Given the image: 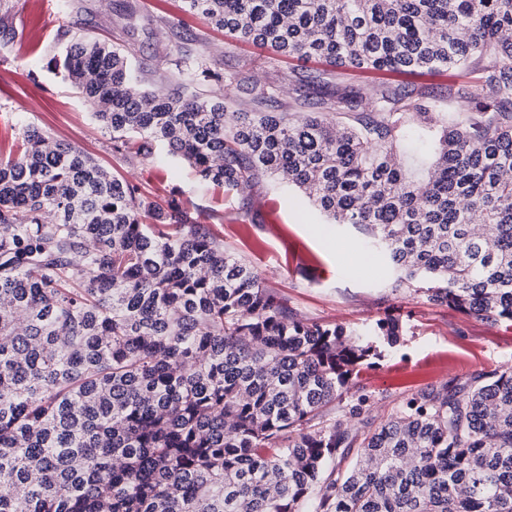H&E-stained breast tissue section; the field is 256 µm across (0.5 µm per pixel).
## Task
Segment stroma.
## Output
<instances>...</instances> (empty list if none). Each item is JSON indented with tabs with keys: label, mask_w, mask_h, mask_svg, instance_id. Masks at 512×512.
Listing matches in <instances>:
<instances>
[{
	"label": "stroma",
	"mask_w": 512,
	"mask_h": 512,
	"mask_svg": "<svg viewBox=\"0 0 512 512\" xmlns=\"http://www.w3.org/2000/svg\"><path fill=\"white\" fill-rule=\"evenodd\" d=\"M59 0H0L12 34L0 36V159L15 149L19 126L34 125L57 139L79 145L109 170L143 191L164 197L181 190L206 210L225 249L251 263L264 285L285 298L298 315L320 324L363 330L391 316L402 326L400 343L354 380L352 396L365 395L374 410L398 405L414 390L452 377L512 366V326L477 320L465 313L390 288L383 256L364 245L361 234L328 223L301 192L266 180L262 199L248 219H240V196L200 184L173 157L150 166H132L113 155L110 135L79 98L63 72L48 68L63 43L57 31L72 21L88 33L122 49L131 62L152 54L176 55L175 43L132 33L118 17L120 0H77L64 16ZM147 16H163L207 35L218 64L243 65L264 76L272 66L288 69L289 60L272 62L266 50L225 38L203 20L186 13L184 0H141Z\"/></svg>",
	"instance_id": "35a3bbf8"
}]
</instances>
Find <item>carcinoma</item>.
I'll return each mask as SVG.
<instances>
[{
    "instance_id": "1",
    "label": "carcinoma",
    "mask_w": 512,
    "mask_h": 512,
    "mask_svg": "<svg viewBox=\"0 0 512 512\" xmlns=\"http://www.w3.org/2000/svg\"><path fill=\"white\" fill-rule=\"evenodd\" d=\"M185 2L277 56L452 69L456 114L405 85L328 95L324 73L219 70L199 35L126 0L124 19L179 43L167 66L72 22L49 61L112 152L164 150L228 190L273 177L366 234L393 291L512 322V0ZM18 140L0 160V512H512V366L379 419L350 384L399 319L365 336L301 319L204 209L38 127Z\"/></svg>"
}]
</instances>
